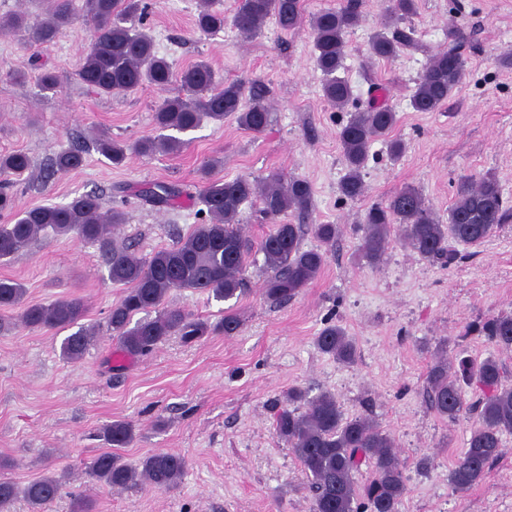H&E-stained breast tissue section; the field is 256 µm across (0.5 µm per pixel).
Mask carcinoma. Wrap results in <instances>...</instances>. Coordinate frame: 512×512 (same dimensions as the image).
Wrapping results in <instances>:
<instances>
[{"label":"carcinoma","instance_id":"obj_1","mask_svg":"<svg viewBox=\"0 0 512 512\" xmlns=\"http://www.w3.org/2000/svg\"><path fill=\"white\" fill-rule=\"evenodd\" d=\"M363 0H345L336 9L304 16L301 0H236L232 18L213 7L212 0H199L195 26L202 33H216L226 22L246 37L262 31L274 18L284 32L308 25L317 68L323 75V97L343 107L353 99L344 77L348 44L346 36L360 22ZM141 0H84L83 17L91 26L90 49L77 70L78 81L98 93L134 91L144 86L166 87L172 78L171 64L154 51L152 36L135 22L143 21ZM417 13L416 0H389L383 7L381 27L368 41L371 59L391 60L404 51L427 55L416 80L410 105L416 112H435L451 98L462 82L467 60L459 31H448V47L431 52L416 38L410 18ZM74 19L70 0H51L44 17L29 26L22 13L0 20V33L28 32V42L44 45L61 37ZM180 93L165 99L154 113L159 134L137 141L142 154L175 153L190 140L180 135L198 129L203 122L221 123L229 115L244 129L263 132L271 122L268 90L260 80L223 83L211 65L199 60L182 70ZM397 113L376 95L364 108L351 114L338 132L345 164L340 193L349 200L365 196L363 170L372 143H386L397 160L404 142L392 136ZM96 150L113 165L126 159V147L102 131L94 139ZM85 149L73 147L51 159V173H68L83 166ZM220 160L205 162L200 171L202 186L198 199L210 219L198 225L172 248L158 250L141 259L112 240L111 228L124 222V213L103 209L101 197L86 193L65 205H44L17 209L10 192L15 180L31 167L30 157L21 151L0 154V212L13 214V223L0 225V259L7 258L49 229L58 237H76L96 243L113 284L124 287L123 295L109 311L107 327L116 335L122 353L130 358L152 352L171 336L192 343L211 333L235 335L241 319L234 307L224 309L216 324L193 319L163 301L172 290L194 289L217 301H228L244 293L243 271L253 244L243 237L236 223L241 207L260 198L263 214L271 219L289 211L306 214L312 205V188L303 178L283 181L271 174L263 180L240 176L215 179L212 171ZM143 203L159 210L174 206L184 190L173 183H145L135 191ZM512 218V208L503 198L500 184L490 172L464 176L457 185L454 202L443 219L426 204L418 189L406 186L386 201L372 203L364 213L359 254L371 267L379 266L392 238L412 249L421 260L442 268L457 265L472 254L458 246L482 244L501 224ZM310 231L321 246L302 245V224H277L258 244L268 276L263 293L274 305L286 303L317 278L336 245L337 224H312ZM25 286L13 279H0V309H21L19 318L29 328L63 330L85 317L87 308L80 298L59 299L50 304H26ZM158 311L153 318L134 320L142 312ZM503 350H512V313L497 314L471 328ZM96 328L80 329L61 343L62 356L70 361L82 358L93 342ZM317 349L342 363L355 360L357 348L345 329L326 323L315 337ZM425 393L430 407L441 417L456 421L472 417L461 456L448 475L457 492H467L485 480L491 465L505 452L503 436L512 435V385L504 383L501 364L486 358L481 362L455 355L438 356L430 365ZM292 409L275 414V431L299 461L311 494L310 512H401L407 487L395 440L373 420L344 415L336 396L322 391L310 397L299 388L288 390ZM100 437L109 448L85 463V474L111 488L127 489L139 484L159 491L177 486L186 460L183 456L158 451L145 456L139 466L123 462L118 453L135 438L131 423L115 420L102 428ZM370 468L363 477L362 467ZM67 473L45 475L21 487L0 479V512H13L23 500L30 512H45L66 485Z\"/></svg>","mask_w":512,"mask_h":512}]
</instances>
